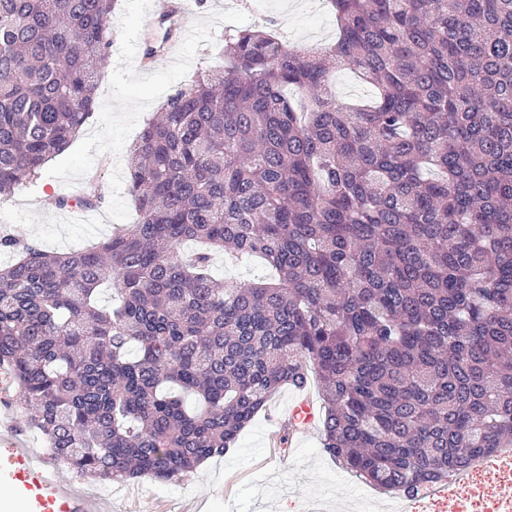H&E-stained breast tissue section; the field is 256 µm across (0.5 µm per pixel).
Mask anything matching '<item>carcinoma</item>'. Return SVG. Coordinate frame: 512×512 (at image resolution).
I'll list each match as a JSON object with an SVG mask.
<instances>
[{"mask_svg": "<svg viewBox=\"0 0 512 512\" xmlns=\"http://www.w3.org/2000/svg\"><path fill=\"white\" fill-rule=\"evenodd\" d=\"M117 2L0 0V196L88 121ZM328 4L329 46L238 30L173 90L130 146L136 223L0 237V369L59 464L180 480L311 372L323 448L380 490L512 448V0ZM340 69L373 97L337 99ZM104 201L93 175L49 204ZM215 252L276 278L219 281Z\"/></svg>", "mask_w": 512, "mask_h": 512, "instance_id": "1", "label": "carcinoma"}]
</instances>
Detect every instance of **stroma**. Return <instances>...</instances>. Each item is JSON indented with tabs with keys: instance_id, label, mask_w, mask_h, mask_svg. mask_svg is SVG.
I'll use <instances>...</instances> for the list:
<instances>
[{
	"instance_id": "1",
	"label": "stroma",
	"mask_w": 512,
	"mask_h": 512,
	"mask_svg": "<svg viewBox=\"0 0 512 512\" xmlns=\"http://www.w3.org/2000/svg\"><path fill=\"white\" fill-rule=\"evenodd\" d=\"M147 0H119L112 14V48L93 115L68 149L50 160L40 178L10 199H0V235L11 233L55 251L89 246L111 234L113 227L132 223L135 210L127 191L128 152L146 120L178 85L197 73L223 66L219 52L232 29L276 21L289 44L336 38V24L320 0H191L183 17L188 30L181 50L184 65H156L142 71L127 53L132 41L160 38L158 28L141 19ZM101 172L112 193L101 209L106 222L89 223L78 208L47 206V195L74 196L88 176ZM292 396L276 394L240 434L234 448L208 459L202 469L179 481L147 480L129 493L118 482H97L57 466L43 442L23 427L24 409L12 386L0 387V471L14 473L22 462L36 461L60 484L66 498L87 502L90 512H398L399 498L386 495L342 468L325 452L320 430L291 444L297 469L288 470L272 458L267 435Z\"/></svg>"
}]
</instances>
